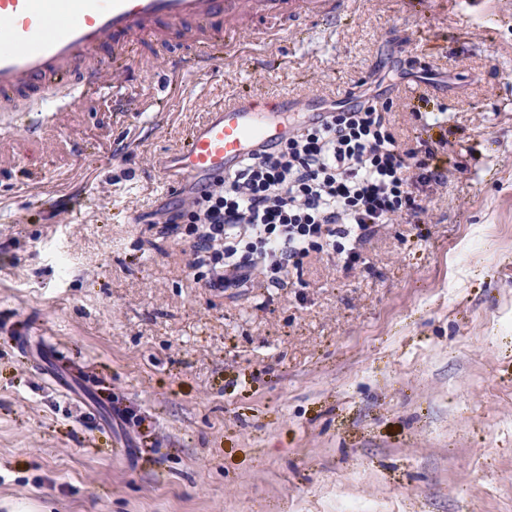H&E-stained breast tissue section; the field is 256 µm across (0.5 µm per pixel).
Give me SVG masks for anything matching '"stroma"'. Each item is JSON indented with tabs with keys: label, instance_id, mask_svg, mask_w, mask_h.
Here are the masks:
<instances>
[{
	"label": "stroma",
	"instance_id": "obj_1",
	"mask_svg": "<svg viewBox=\"0 0 512 512\" xmlns=\"http://www.w3.org/2000/svg\"><path fill=\"white\" fill-rule=\"evenodd\" d=\"M336 10L203 76L147 37L100 95L0 101V512H512V0ZM349 89L402 140L454 128L420 223L202 287L163 154L241 92Z\"/></svg>",
	"mask_w": 512,
	"mask_h": 512
}]
</instances>
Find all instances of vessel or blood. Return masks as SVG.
<instances>
[{
    "instance_id": "vessel-or-blood-1",
    "label": "vessel or blood",
    "mask_w": 512,
    "mask_h": 512,
    "mask_svg": "<svg viewBox=\"0 0 512 512\" xmlns=\"http://www.w3.org/2000/svg\"><path fill=\"white\" fill-rule=\"evenodd\" d=\"M247 11L337 23L330 0H0V99L32 96L49 109L63 95H97L106 70L132 69L140 38L167 31L186 36L196 72H207L240 54L242 34L232 20ZM98 48L104 51L99 58L93 55ZM74 74L81 80L72 86ZM291 105L285 97L232 99L162 157L161 172L184 195L223 180L246 155L288 132Z\"/></svg>"
}]
</instances>
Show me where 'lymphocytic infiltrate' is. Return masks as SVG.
Wrapping results in <instances>:
<instances>
[{
    "instance_id": "f902f5d3",
    "label": "lymphocytic infiltrate",
    "mask_w": 512,
    "mask_h": 512,
    "mask_svg": "<svg viewBox=\"0 0 512 512\" xmlns=\"http://www.w3.org/2000/svg\"><path fill=\"white\" fill-rule=\"evenodd\" d=\"M346 98L325 122L247 155L179 212L188 236L218 245L203 260L205 287L241 288L258 274L278 286L313 251L336 253L351 269L380 225L407 224L423 212L424 189L447 178V125L422 116L436 136L411 145L387 117L391 101Z\"/></svg>"
}]
</instances>
